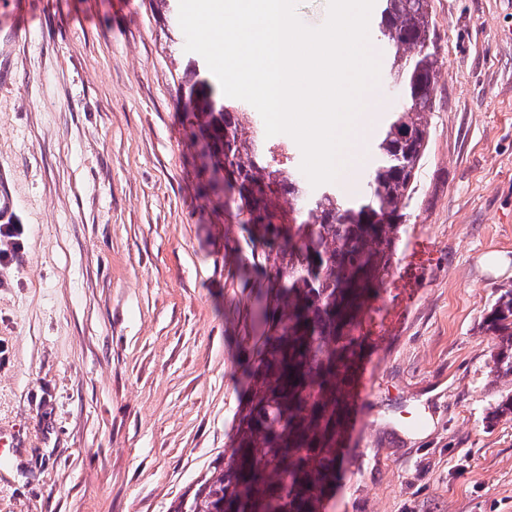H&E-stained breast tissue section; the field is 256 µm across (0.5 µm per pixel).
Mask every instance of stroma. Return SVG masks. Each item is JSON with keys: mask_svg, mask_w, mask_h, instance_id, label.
Listing matches in <instances>:
<instances>
[{"mask_svg": "<svg viewBox=\"0 0 512 512\" xmlns=\"http://www.w3.org/2000/svg\"><path fill=\"white\" fill-rule=\"evenodd\" d=\"M429 10L431 139L363 324L372 405L328 512H512V381L481 328L512 287L482 264L512 258V0ZM178 14L0 0V512H167L235 432L246 244L202 197Z\"/></svg>", "mask_w": 512, "mask_h": 512, "instance_id": "obj_1", "label": "stroma"}]
</instances>
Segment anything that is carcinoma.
<instances>
[{
    "instance_id": "carcinoma-1",
    "label": "carcinoma",
    "mask_w": 512,
    "mask_h": 512,
    "mask_svg": "<svg viewBox=\"0 0 512 512\" xmlns=\"http://www.w3.org/2000/svg\"><path fill=\"white\" fill-rule=\"evenodd\" d=\"M377 37L401 99L374 143L359 197L313 187L271 144L242 102L214 87L200 62L180 81L191 136L205 142L207 186L231 199L229 221L252 246L266 283L253 292L258 341L240 370L245 404L230 453L218 455L168 512H239L241 491L272 512H325L336 488L356 335L396 250L427 150L438 57L428 0H378ZM254 129L249 137L245 126ZM231 176L219 184L222 165ZM483 329L499 339L491 372L512 377V288L497 289Z\"/></svg>"
}]
</instances>
